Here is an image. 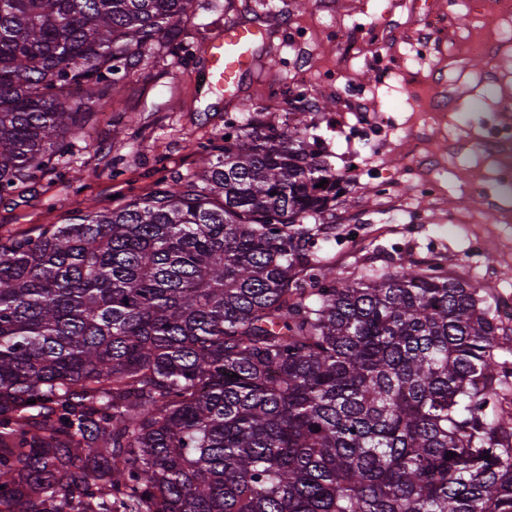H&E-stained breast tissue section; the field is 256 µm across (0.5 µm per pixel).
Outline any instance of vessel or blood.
Here are the masks:
<instances>
[{"label": "vessel or blood", "instance_id": "vessel-or-blood-1", "mask_svg": "<svg viewBox=\"0 0 512 512\" xmlns=\"http://www.w3.org/2000/svg\"><path fill=\"white\" fill-rule=\"evenodd\" d=\"M265 35V28L258 24H226L223 35L206 47L209 65L203 73V86L234 96L242 75L256 68V45Z\"/></svg>", "mask_w": 512, "mask_h": 512}]
</instances>
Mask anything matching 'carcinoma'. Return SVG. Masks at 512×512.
I'll return each mask as SVG.
<instances>
[{"mask_svg": "<svg viewBox=\"0 0 512 512\" xmlns=\"http://www.w3.org/2000/svg\"><path fill=\"white\" fill-rule=\"evenodd\" d=\"M191 2L0 0V197L184 50ZM224 135L150 195L0 241V512H512L484 289L336 277L343 178L308 128Z\"/></svg>", "mask_w": 512, "mask_h": 512, "instance_id": "carcinoma-1", "label": "carcinoma"}]
</instances>
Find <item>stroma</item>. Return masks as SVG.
Listing matches in <instances>:
<instances>
[{
  "mask_svg": "<svg viewBox=\"0 0 512 512\" xmlns=\"http://www.w3.org/2000/svg\"><path fill=\"white\" fill-rule=\"evenodd\" d=\"M360 20L395 26L377 43L352 28ZM228 22L258 23L268 36L260 66L235 98L202 89L206 44ZM512 29L493 0H193L178 56L153 55L101 101L89 137H66L57 168L18 184L0 199V237L123 206L196 170L192 142H220L227 118L260 109L281 124L302 98L309 132L332 172H355L329 216L336 237L324 246L340 278L380 275L433 262L484 288L489 302L512 305V190L502 188L490 123L512 125V42L493 59L458 56L459 44L492 27ZM345 27L349 35L337 40ZM431 33L426 60L411 46ZM455 101V131L445 136L427 111L435 95ZM121 111H114V104ZM382 174L409 201L393 211L373 192ZM441 181L436 196L418 191L423 174Z\"/></svg>",
  "mask_w": 512,
  "mask_h": 512,
  "instance_id": "35a3bbf8",
  "label": "stroma"
}]
</instances>
